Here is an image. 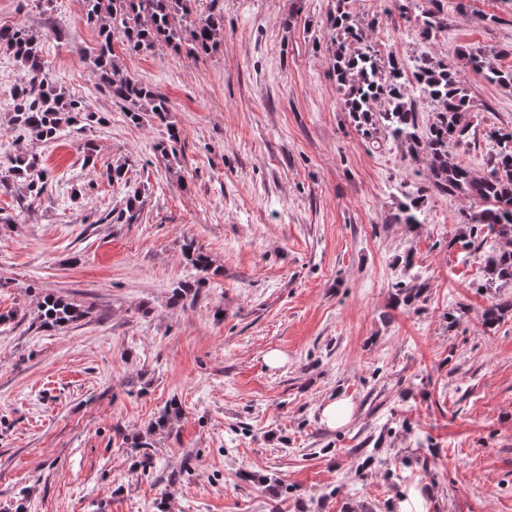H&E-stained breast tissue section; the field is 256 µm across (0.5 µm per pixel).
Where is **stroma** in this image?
Listing matches in <instances>:
<instances>
[{"instance_id": "35a3bbf8", "label": "stroma", "mask_w": 512, "mask_h": 512, "mask_svg": "<svg viewBox=\"0 0 512 512\" xmlns=\"http://www.w3.org/2000/svg\"><path fill=\"white\" fill-rule=\"evenodd\" d=\"M443 4L447 26L424 43L393 0H351L376 22L368 44L408 70L512 46V0ZM335 6L194 0L222 16L223 40L122 55L169 99L165 120L134 122L90 68L83 0H0V26L45 35L57 88L101 117L56 140L20 131L22 71L0 47V161L33 154L48 173L41 195L0 190V512H512V310L483 324L512 298V282L483 287L497 239L471 247L469 200L435 192L420 224L395 221L428 161L373 149L344 112ZM460 72L471 130L452 157L479 177L488 131L512 128V88ZM171 126L173 163L156 150ZM414 284L420 301L398 303ZM48 294L90 312L45 329ZM333 399L352 407L335 428L321 421Z\"/></svg>"}]
</instances>
